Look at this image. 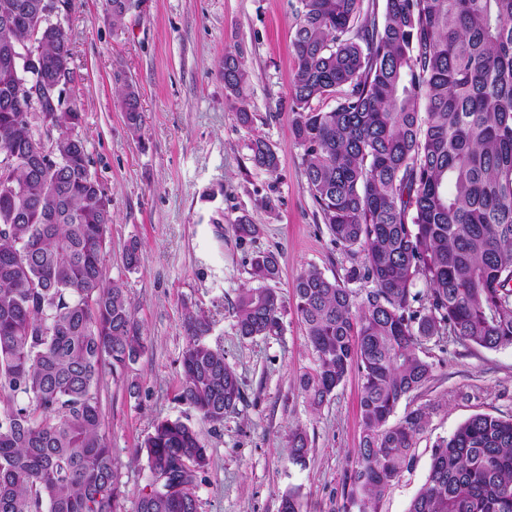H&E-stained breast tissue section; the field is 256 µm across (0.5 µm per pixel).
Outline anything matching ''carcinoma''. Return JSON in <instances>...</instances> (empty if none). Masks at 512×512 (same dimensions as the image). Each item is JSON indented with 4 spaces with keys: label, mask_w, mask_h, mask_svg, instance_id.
Wrapping results in <instances>:
<instances>
[{
    "label": "carcinoma",
    "mask_w": 512,
    "mask_h": 512,
    "mask_svg": "<svg viewBox=\"0 0 512 512\" xmlns=\"http://www.w3.org/2000/svg\"><path fill=\"white\" fill-rule=\"evenodd\" d=\"M41 2L0 0V19L16 18L0 28V512H125L99 384L103 368L122 374L148 344L123 288L104 279L112 207L91 171L78 97L60 111L43 104L41 119L59 130L45 147L11 102L12 45L35 42L40 78L75 75L64 28L35 30ZM361 2L298 0L291 132L334 243L361 259L341 278L304 271L293 299L314 354L298 377L310 406L361 373L347 512H377L433 413L420 405L391 422L433 375L419 346L448 336L512 347V0H385L381 21ZM221 71L249 122L241 52L225 51ZM121 96L136 131L139 94L128 86ZM323 97L336 106L315 109ZM39 149L38 170L11 163ZM249 149L254 166L276 172L270 144L257 138ZM259 230L245 216L234 225L242 242ZM249 274L257 286L232 307L237 331L274 335L279 255L256 253ZM363 282L372 287H352ZM184 328L181 397L221 425L243 400L241 384L206 341L208 316L189 311ZM142 448L149 481L131 512H198L210 464L198 432L161 420ZM307 454L298 425L288 461L302 466ZM409 512H512V419L477 414L439 438Z\"/></svg>",
    "instance_id": "carcinoma-1"
}]
</instances>
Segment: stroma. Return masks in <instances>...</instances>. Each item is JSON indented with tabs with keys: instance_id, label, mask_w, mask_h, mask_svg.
<instances>
[{
	"instance_id": "1",
	"label": "stroma",
	"mask_w": 512,
	"mask_h": 512,
	"mask_svg": "<svg viewBox=\"0 0 512 512\" xmlns=\"http://www.w3.org/2000/svg\"><path fill=\"white\" fill-rule=\"evenodd\" d=\"M298 6V0H133L116 22L104 0H75L61 19L74 53L82 135L112 201L104 276L124 288L150 340L123 375L107 372L100 380L103 430L126 503L148 482L141 444L158 421L179 419L199 432L210 454L196 490L198 512H280L281 496L291 489L300 512L346 510L344 472L362 434L361 377L350 372L318 409L296 383L313 368L314 355L292 303V283L312 267L341 277L356 262L323 223L290 130ZM234 48L252 73L246 126L220 73L225 50ZM127 85L140 96L137 133L124 117L120 91ZM257 137L279 157L275 174L250 160ZM244 214L261 231L242 242L232 226ZM134 241L140 265L130 270L124 254ZM263 250L281 254L275 288L284 299L282 332L245 339L232 306L252 285V254ZM190 311L211 318L208 341L223 349L245 395L216 428L180 398L183 321ZM419 353L433 363V376L399 408L430 405L434 412L413 463L378 512H408L437 438L476 414L512 418V348L452 342L442 350L428 341ZM298 425L309 441L302 467L288 461V433Z\"/></svg>"
}]
</instances>
